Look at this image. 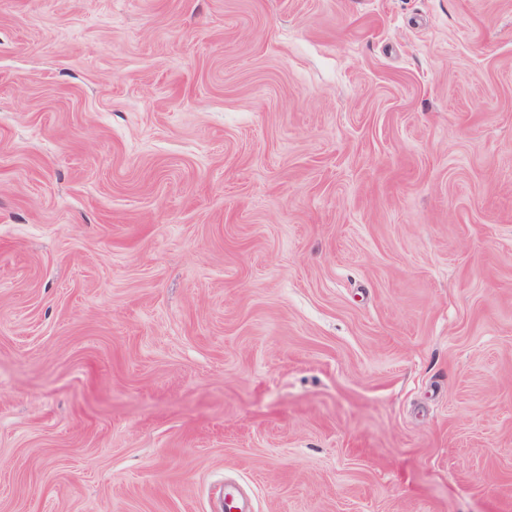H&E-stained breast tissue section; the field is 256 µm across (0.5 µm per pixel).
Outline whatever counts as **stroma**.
Returning <instances> with one entry per match:
<instances>
[{"instance_id":"1","label":"stroma","mask_w":512,"mask_h":512,"mask_svg":"<svg viewBox=\"0 0 512 512\" xmlns=\"http://www.w3.org/2000/svg\"><path fill=\"white\" fill-rule=\"evenodd\" d=\"M512 512V0H0V512Z\"/></svg>"}]
</instances>
